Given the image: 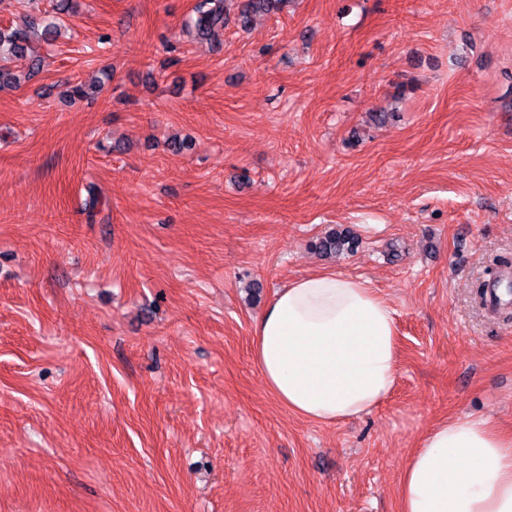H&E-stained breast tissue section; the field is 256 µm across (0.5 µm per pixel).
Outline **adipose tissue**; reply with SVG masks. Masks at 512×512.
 I'll use <instances>...</instances> for the list:
<instances>
[{
	"mask_svg": "<svg viewBox=\"0 0 512 512\" xmlns=\"http://www.w3.org/2000/svg\"><path fill=\"white\" fill-rule=\"evenodd\" d=\"M253 357L289 412L332 425L370 412L396 382L395 312L339 273L278 289L253 323ZM401 512H512V431L469 417L436 426L404 470Z\"/></svg>",
	"mask_w": 512,
	"mask_h": 512,
	"instance_id": "ef3b65f1",
	"label": "adipose tissue"
}]
</instances>
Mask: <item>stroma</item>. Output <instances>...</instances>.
<instances>
[{"label": "stroma", "instance_id": "35a3bbf8", "mask_svg": "<svg viewBox=\"0 0 512 512\" xmlns=\"http://www.w3.org/2000/svg\"><path fill=\"white\" fill-rule=\"evenodd\" d=\"M75 2L0 90V512H400L428 431L512 428V306L478 293L512 261V0H288L212 43L197 0ZM333 228L359 245L320 258ZM325 270L377 289L400 349L336 425L252 344Z\"/></svg>", "mask_w": 512, "mask_h": 512}]
</instances>
